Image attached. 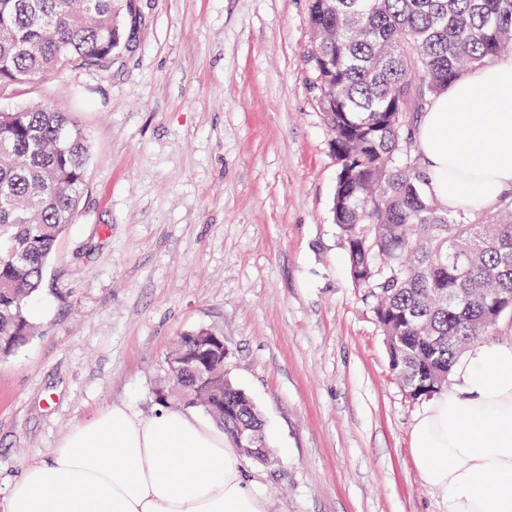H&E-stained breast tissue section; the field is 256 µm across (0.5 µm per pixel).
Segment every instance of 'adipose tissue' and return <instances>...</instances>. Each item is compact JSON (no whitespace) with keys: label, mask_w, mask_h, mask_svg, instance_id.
Returning <instances> with one entry per match:
<instances>
[{"label":"adipose tissue","mask_w":512,"mask_h":512,"mask_svg":"<svg viewBox=\"0 0 512 512\" xmlns=\"http://www.w3.org/2000/svg\"><path fill=\"white\" fill-rule=\"evenodd\" d=\"M484 111H475L476 103ZM427 191L454 210L512 192V56L431 101L418 126ZM411 457L446 512H512V339L483 340L416 419ZM0 512H266L237 448L180 406L112 405L14 481Z\"/></svg>","instance_id":"adipose-tissue-1"}]
</instances>
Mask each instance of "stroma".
<instances>
[{"label":"stroma","instance_id":"35a3bbf8","mask_svg":"<svg viewBox=\"0 0 512 512\" xmlns=\"http://www.w3.org/2000/svg\"><path fill=\"white\" fill-rule=\"evenodd\" d=\"M105 71L0 98L52 101L88 135L80 209L0 361V501L75 424L153 391L179 336L224 338L278 465L246 461L268 512H444L409 453L425 400L392 377L332 220L309 0H133Z\"/></svg>","mask_w":512,"mask_h":512}]
</instances>
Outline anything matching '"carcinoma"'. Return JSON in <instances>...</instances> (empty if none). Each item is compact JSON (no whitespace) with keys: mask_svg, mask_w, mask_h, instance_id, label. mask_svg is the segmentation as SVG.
<instances>
[{"mask_svg":"<svg viewBox=\"0 0 512 512\" xmlns=\"http://www.w3.org/2000/svg\"><path fill=\"white\" fill-rule=\"evenodd\" d=\"M119 0H0V96L67 69L105 70L121 48ZM319 108L338 167L332 218L354 287L374 299L389 369L413 400L512 312V195L453 212L430 196L411 114L512 47V0H310ZM89 141L49 101L0 110V359L34 336L29 310L86 186ZM224 337H180L154 389L199 407L264 464L259 411L224 375Z\"/></svg>","mask_w":512,"mask_h":512,"instance_id":"carcinoma-1","label":"carcinoma"}]
</instances>
